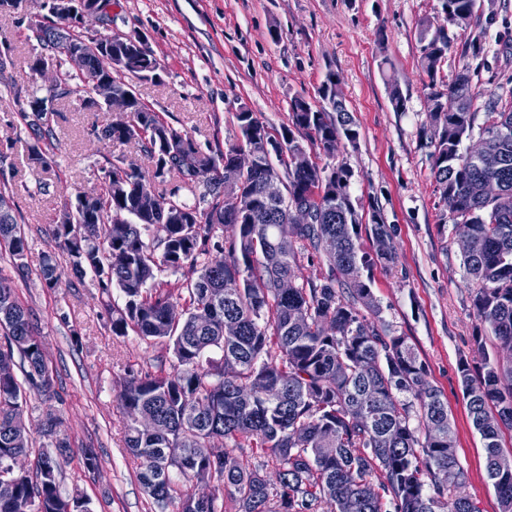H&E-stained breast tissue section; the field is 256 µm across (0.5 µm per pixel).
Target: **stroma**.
Wrapping results in <instances>:
<instances>
[{"instance_id":"stroma-1","label":"stroma","mask_w":512,"mask_h":512,"mask_svg":"<svg viewBox=\"0 0 512 512\" xmlns=\"http://www.w3.org/2000/svg\"><path fill=\"white\" fill-rule=\"evenodd\" d=\"M40 2L20 0L12 13L0 15V50H10L15 61L0 80V176L9 180L13 211L29 245L22 273L0 248V278L29 312L53 372L49 392L27 397L32 448L19 465L34 471L41 447L49 446L38 424L51 411L70 445L58 476L62 495H80L91 512H160L125 450L118 393L128 370L149 365L165 348L132 332L113 335L112 311L123 306L121 293L108 296L92 277L75 278L66 257L58 259L57 288H47L40 271L43 254L56 249L51 227L66 199L97 193L109 161L123 159L146 175L152 165L136 143L102 139L111 113L76 96L57 105L53 169L30 161L36 141L25 129L28 94L48 90L47 77L27 65L32 46L25 36L42 14ZM425 17L440 19V0H112L105 32L147 36L161 79L137 82L140 98L204 147L235 139V114L243 105L281 128L291 98L318 100L326 73H336L360 133L357 146L337 149L336 160L353 171L350 192L362 213L379 208L395 235L394 266L374 270L375 302L385 323L415 345L448 403L456 453L468 472L466 494L482 512H498L457 362L464 355L478 367L488 358L503 360L505 353L491 341L477 350L473 287L455 226L438 224L445 206L426 145L430 89L418 66L415 32ZM477 29L481 49L468 55L469 32L449 28L452 47L440 76L469 64L478 89L512 101V0H483ZM393 84L406 97L405 111L390 104ZM88 446L100 460L93 474L83 465Z\"/></svg>"}]
</instances>
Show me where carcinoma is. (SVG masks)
I'll return each instance as SVG.
<instances>
[{
  "instance_id": "carcinoma-1",
  "label": "carcinoma",
  "mask_w": 512,
  "mask_h": 512,
  "mask_svg": "<svg viewBox=\"0 0 512 512\" xmlns=\"http://www.w3.org/2000/svg\"><path fill=\"white\" fill-rule=\"evenodd\" d=\"M441 7L444 22L422 18L416 25L419 68L433 85L450 49L448 26L470 29L481 0H441ZM60 26L28 36L39 53L57 59L59 99L85 95L92 102L97 77L111 79L119 94L131 87L127 76H158L154 54L110 35L89 50V72L66 70V45L82 43L83 35L71 29L58 40ZM443 87L432 93L428 112L432 176L441 199L457 200L456 233L481 243L479 251L461 253L462 265L474 284L477 320L506 351L512 349V105L476 89L466 64ZM318 94L319 106L302 95L292 99L288 125L276 138L240 107L236 141L222 149H202L138 96L123 124L102 129L112 140L136 141L152 175L110 163L99 193L84 205L90 219L58 223L52 235L74 276L90 270L103 293L114 286L123 293L112 333L131 330L163 342L177 361L170 371L160 359L154 369H131L123 379L127 448L139 460L146 492L161 507L178 504V512H225L224 498L196 499L173 472L188 482H221L239 512H325L327 505L333 512H481L461 494L465 469L457 484H439V469L459 464L448 405L409 337L394 334L379 315L372 271L394 263L392 231L376 209L370 223L362 222L347 166L319 164L320 156L336 155V140L356 144L359 131L334 72ZM480 108L487 150L473 159L461 145ZM51 114L26 123L36 140L55 138ZM172 172L203 187L205 207L172 192L171 210L154 212L151 182ZM272 178L283 184L277 198L265 193ZM488 179L501 182L500 196L483 194ZM294 203L309 208V223L287 216ZM151 230L154 245L144 240ZM364 236L376 243L375 254L361 248ZM0 247L25 267L28 242L9 214L0 217ZM213 250L220 253L215 260ZM304 258L318 264L319 275L298 283ZM166 268L185 271L188 306L178 308L174 290L157 281ZM57 270L55 256L43 255L47 287L59 284ZM0 331V512H88L59 490L69 444L56 438L53 413L39 431L56 452L40 453L33 475L13 469L29 450L24 387L43 393L52 374L28 311L2 278ZM458 374L498 512H512V453L500 442L502 428H512V367L488 360L476 369L462 357ZM219 439L226 445L217 447ZM246 448L263 453L253 468L240 461ZM269 466L278 472L276 485L262 474Z\"/></svg>"
}]
</instances>
